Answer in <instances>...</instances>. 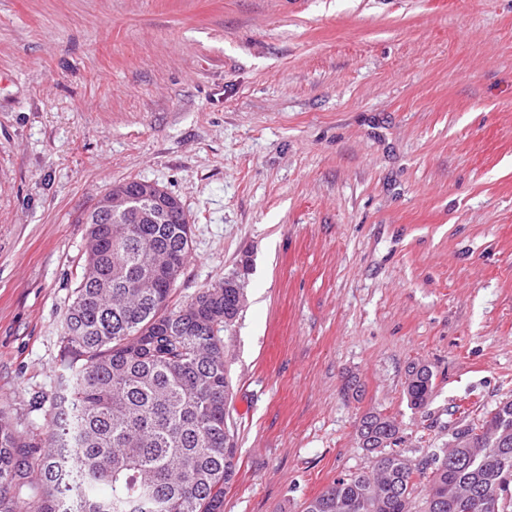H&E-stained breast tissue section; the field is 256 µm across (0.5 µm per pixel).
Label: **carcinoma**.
<instances>
[{
	"instance_id": "carcinoma-1",
	"label": "carcinoma",
	"mask_w": 512,
	"mask_h": 512,
	"mask_svg": "<svg viewBox=\"0 0 512 512\" xmlns=\"http://www.w3.org/2000/svg\"><path fill=\"white\" fill-rule=\"evenodd\" d=\"M141 186L116 185L129 210L85 219L90 245L62 337L70 377L47 439L18 433L0 410V512H20L17 490L25 486L39 491L30 512H224L238 460L222 332L242 310L245 281L228 276L169 309L192 225L170 194L168 212L139 217ZM434 388L430 365L408 367L411 407L425 408ZM358 433L375 454L371 468L336 479L306 512H412L417 491L420 512L512 508V400L418 464L391 450L400 429L382 413H366Z\"/></svg>"
}]
</instances>
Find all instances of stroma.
Wrapping results in <instances>:
<instances>
[{
    "label": "stroma",
    "instance_id": "1",
    "mask_svg": "<svg viewBox=\"0 0 512 512\" xmlns=\"http://www.w3.org/2000/svg\"><path fill=\"white\" fill-rule=\"evenodd\" d=\"M180 200L171 307L233 273L224 512H304L512 400V0H0V408L44 439L82 219ZM425 362L424 409L404 393ZM420 364H423L422 369L415 372L414 369ZM434 388L435 375L430 365L413 363L408 367L405 380V394L412 408H425L432 398Z\"/></svg>",
    "mask_w": 512,
    "mask_h": 512
}]
</instances>
